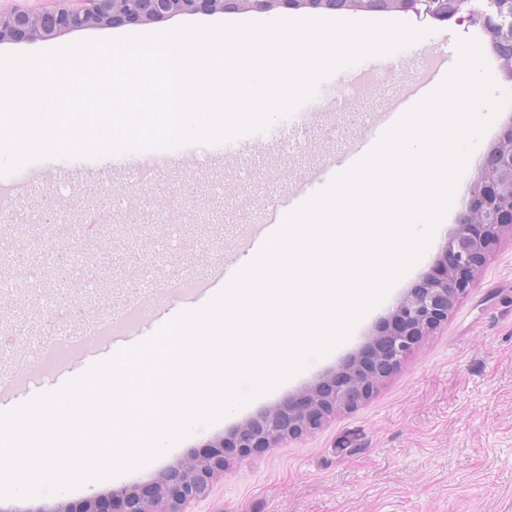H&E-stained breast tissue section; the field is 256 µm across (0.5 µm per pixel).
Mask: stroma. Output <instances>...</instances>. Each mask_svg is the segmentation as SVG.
Wrapping results in <instances>:
<instances>
[{
    "label": "stroma",
    "instance_id": "obj_1",
    "mask_svg": "<svg viewBox=\"0 0 512 512\" xmlns=\"http://www.w3.org/2000/svg\"><path fill=\"white\" fill-rule=\"evenodd\" d=\"M336 18L331 11L281 8L263 14H180L141 29L161 33L187 25ZM360 18L407 24L422 30L423 42L447 50L473 40L483 58L493 55L489 37H478L477 26L454 18L410 12H364ZM137 29L90 27L50 40L3 42L0 55L117 39ZM402 56L398 68L373 71L363 88L345 73L328 74L314 92L322 101L317 112L297 124L284 116L266 130L235 137L236 149L227 155H218L214 143L202 152L190 143L162 153L131 152L123 164L112 155L90 166L76 157H50L0 174V186L19 189L16 204L23 208L39 207L51 196L79 222L86 208L106 206L110 194L119 193L126 196L130 213L145 210L155 221L151 239L135 244L124 238L120 224H113L106 253L92 246L98 228L85 227L91 245L86 266L99 281L89 292L76 282L25 280L21 265L0 266V282L18 284L10 292L0 289V371L29 380L27 389L0 401V410L12 411L74 380L77 365L61 367L40 356L45 336L72 338L85 321L116 315L133 300L145 313L140 334L148 337L159 321L200 307L195 298H164V275L143 277L140 267L158 260L180 275L211 278L226 266L246 265L253 251L239 241L245 226L265 220L273 210L286 218L290 195L319 193L367 120L407 91L420 58L407 50ZM511 124L512 109L494 116L420 260L361 317L346 342L267 394L194 428L137 471L48 495L0 497V512H55L70 501L155 481L210 441L336 369L429 271L456 227L487 153ZM147 169L154 183L134 187L138 173ZM173 209L184 216L175 229L166 222ZM191 512H512V241L494 247L447 325L425 337L370 399L337 413L313 433L231 462L209 495L192 503Z\"/></svg>",
    "mask_w": 512,
    "mask_h": 512
}]
</instances>
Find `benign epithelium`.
<instances>
[{
    "label": "benign epithelium",
    "instance_id": "benign-epithelium-1",
    "mask_svg": "<svg viewBox=\"0 0 512 512\" xmlns=\"http://www.w3.org/2000/svg\"><path fill=\"white\" fill-rule=\"evenodd\" d=\"M66 2L58 0L56 7L43 11L0 10V42L50 40L87 27L146 24L178 14L265 13L301 7L411 11L418 17L457 15L462 22L481 24L501 67L512 76V0H484L481 9L469 7L471 0H80L79 7ZM504 238H512V124L488 152L468 204L430 271L336 371L167 468L154 483L86 497L55 512H186L188 505L209 494L214 480L224 476L234 459L312 433L336 412L352 410L370 398L423 337L448 322L458 299L474 286L487 253Z\"/></svg>",
    "mask_w": 512,
    "mask_h": 512
}]
</instances>
